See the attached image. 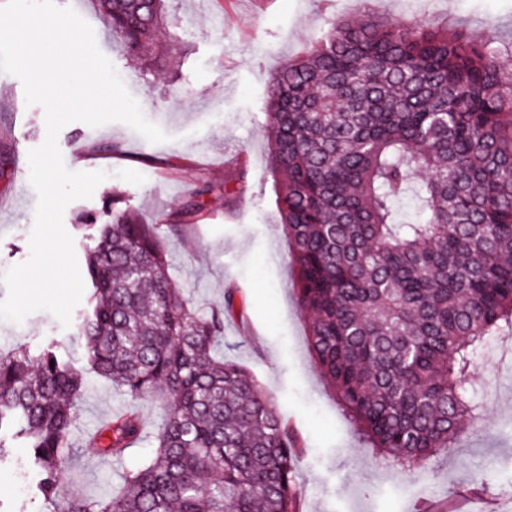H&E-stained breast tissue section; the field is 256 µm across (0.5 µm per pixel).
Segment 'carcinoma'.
I'll use <instances>...</instances> for the list:
<instances>
[{
  "instance_id": "carcinoma-1",
  "label": "carcinoma",
  "mask_w": 512,
  "mask_h": 512,
  "mask_svg": "<svg viewBox=\"0 0 512 512\" xmlns=\"http://www.w3.org/2000/svg\"><path fill=\"white\" fill-rule=\"evenodd\" d=\"M97 2L128 56L150 66L165 52L167 0ZM264 114L313 360L384 459L425 468L480 409L475 354L512 330V71L463 29L364 11L332 19L270 75ZM210 191L195 187L181 214ZM94 228L77 331L87 366L162 410L155 449L118 491L61 500L84 382L51 339L0 351V447L24 443L58 512H299L296 436L259 382L216 354L236 295L186 300L163 245L176 224L124 209ZM143 435L129 409L93 447L121 460Z\"/></svg>"
}]
</instances>
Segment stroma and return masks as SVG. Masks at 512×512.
<instances>
[{
	"mask_svg": "<svg viewBox=\"0 0 512 512\" xmlns=\"http://www.w3.org/2000/svg\"><path fill=\"white\" fill-rule=\"evenodd\" d=\"M94 29L145 117L168 142L153 144L127 125L76 121L57 138L66 167L104 171L91 198L63 215L76 255L93 240L79 216L100 214L120 195L143 223H180L166 247L185 296L217 306L235 289L239 309L224 322V355L243 366L272 396L300 441L294 481L299 512H512V332L490 340L474 361L470 383L485 409L436 465L405 473L381 460L339 406L313 363L307 319L293 290L287 241L267 175L264 94L271 72L299 56L332 18L362 9L407 22L455 23L492 41L496 61L512 70V0H172L167 40L178 44L175 66L140 69L112 47L96 0H57ZM46 138L41 106L27 105L21 80L0 72V275L28 260L37 195L27 155ZM212 191L194 215L178 213L191 189ZM58 340L81 360L83 340L48 312L23 322L0 319V349ZM134 408L146 436L119 461L87 448V437L112 414ZM158 409L135 401L105 379L87 375L70 440L63 498H97L118 485L155 447ZM489 473L490 485L471 480ZM28 452L11 445L0 458V512H53L37 493Z\"/></svg>",
	"mask_w": 512,
	"mask_h": 512,
	"instance_id": "stroma-1",
	"label": "stroma"
}]
</instances>
